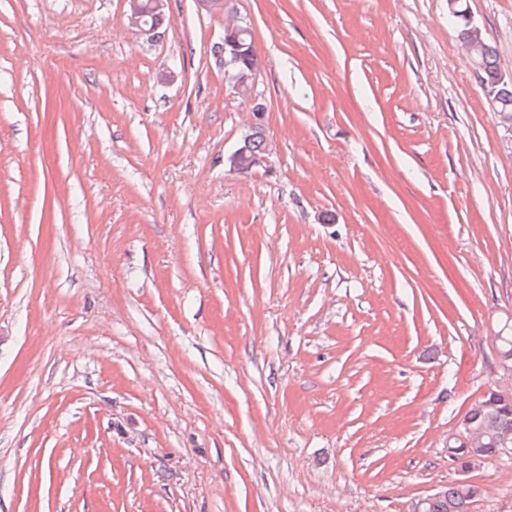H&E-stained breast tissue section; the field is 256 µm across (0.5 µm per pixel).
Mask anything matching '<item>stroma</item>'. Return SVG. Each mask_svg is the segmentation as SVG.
I'll list each match as a JSON object with an SVG mask.
<instances>
[{"mask_svg": "<svg viewBox=\"0 0 512 512\" xmlns=\"http://www.w3.org/2000/svg\"><path fill=\"white\" fill-rule=\"evenodd\" d=\"M512 73V0H468ZM0 0V512H407L512 384V139L448 0ZM248 24L270 165L212 49ZM169 2V0H125L129 24L139 36L153 41L157 38L154 35L155 30L149 27L146 18L150 14H166L169 10Z\"/></svg>", "mask_w": 512, "mask_h": 512, "instance_id": "obj_1", "label": "stroma"}]
</instances>
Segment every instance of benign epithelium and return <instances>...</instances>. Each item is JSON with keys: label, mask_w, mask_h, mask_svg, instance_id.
Masks as SVG:
<instances>
[{"label": "benign epithelium", "mask_w": 512, "mask_h": 512, "mask_svg": "<svg viewBox=\"0 0 512 512\" xmlns=\"http://www.w3.org/2000/svg\"><path fill=\"white\" fill-rule=\"evenodd\" d=\"M127 4V18L131 27L137 34L150 41L155 39L154 29L149 27L147 16L150 14L163 15L168 11L169 0H125ZM252 34L240 24L230 25L224 28V74L233 84L237 93L251 98L253 121L251 129H256L264 124L266 107L252 96L258 76L262 69V63H256L246 73L239 68L241 60L250 55L255 43H248L241 39L242 34ZM270 149L258 154L252 149V136L246 134L239 147L228 157L229 165L236 169L239 167H259L267 162ZM512 400V386H500L491 391V400L485 402V408L494 409L498 403H506ZM485 433L482 427L474 425L468 419H458L454 431L448 436V447L465 449V456L462 463L456 464L457 469L462 473H468L487 461L485 452Z\"/></svg>", "instance_id": "obj_1"}]
</instances>
